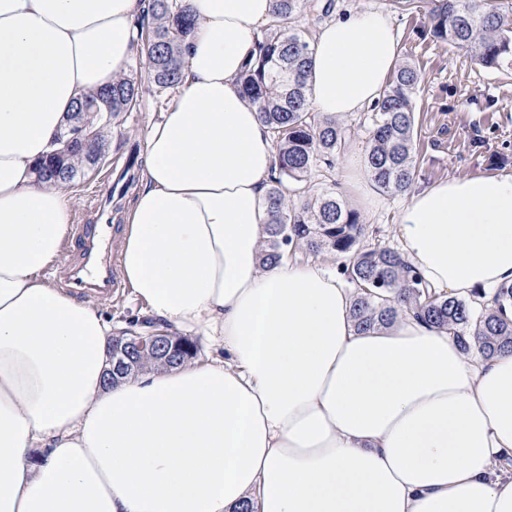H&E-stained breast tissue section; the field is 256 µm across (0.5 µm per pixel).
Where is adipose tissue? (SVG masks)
<instances>
[{
  "label": "adipose tissue",
  "instance_id": "ef3b65f1",
  "mask_svg": "<svg viewBox=\"0 0 512 512\" xmlns=\"http://www.w3.org/2000/svg\"><path fill=\"white\" fill-rule=\"evenodd\" d=\"M148 0H0V512H512V352L463 354L412 314L358 330L321 265L261 266L276 152L240 75L275 0H186L182 81L146 136L122 277L222 358L105 386L97 302L44 279L72 205L36 166L74 103L124 74ZM313 111L383 93L388 16L323 24ZM402 253L435 288L512 283V174L408 192Z\"/></svg>",
  "mask_w": 512,
  "mask_h": 512
}]
</instances>
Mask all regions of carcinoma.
<instances>
[{"label": "carcinoma", "instance_id": "obj_1", "mask_svg": "<svg viewBox=\"0 0 512 512\" xmlns=\"http://www.w3.org/2000/svg\"><path fill=\"white\" fill-rule=\"evenodd\" d=\"M430 4L427 23L434 40L470 53L490 71L512 66V14L483 0H430ZM304 8L305 0H276L273 16L261 29L241 76L243 93L257 105L276 145L263 263L277 262L287 252L293 257L323 251L338 254L344 258L340 272L358 288L352 316L360 329L391 323L409 312L448 330L466 352L475 345L489 358L512 350V284L495 290L493 307L479 310L462 297L433 291L399 251L363 244L365 224L360 213L333 188L297 202L285 195L288 184L305 183L318 162L341 150L347 138V129L313 112L307 102L310 41L294 25ZM147 16L154 21L152 33L136 47L147 68V81L123 75L77 101L61 138L93 132L102 151L101 130L120 113L133 110L152 89L160 92L179 85L180 49L193 32L190 15L178 0H149ZM420 82L415 67L402 65L371 108L367 167L375 184L393 194L406 192L415 180L414 99ZM87 166L84 152L72 147L50 156L37 173L41 179L68 183Z\"/></svg>", "mask_w": 512, "mask_h": 512}]
</instances>
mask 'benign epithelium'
Here are the masks:
<instances>
[{
	"label": "benign epithelium",
	"mask_w": 512,
	"mask_h": 512,
	"mask_svg": "<svg viewBox=\"0 0 512 512\" xmlns=\"http://www.w3.org/2000/svg\"><path fill=\"white\" fill-rule=\"evenodd\" d=\"M191 347L189 340L166 330L141 332L127 329L112 342L113 369L107 383H112L117 376L127 378L137 373L140 358L145 356L152 357L164 366H173Z\"/></svg>",
	"instance_id": "7a95c632"
}]
</instances>
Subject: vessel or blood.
I'll return each mask as SVG.
<instances>
[{"instance_id":"vessel-or-blood-1","label":"vessel or blood","mask_w":512,"mask_h":512,"mask_svg":"<svg viewBox=\"0 0 512 512\" xmlns=\"http://www.w3.org/2000/svg\"><path fill=\"white\" fill-rule=\"evenodd\" d=\"M114 225L89 223L76 225L73 243L78 261L68 265L64 281L74 293L110 296L119 281L112 270V235Z\"/></svg>"}]
</instances>
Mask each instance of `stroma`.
Instances as JSON below:
<instances>
[{
  "label": "stroma",
  "mask_w": 512,
  "mask_h": 512,
  "mask_svg": "<svg viewBox=\"0 0 512 512\" xmlns=\"http://www.w3.org/2000/svg\"><path fill=\"white\" fill-rule=\"evenodd\" d=\"M381 10L392 22L399 38L400 62L416 65L421 90L415 100L418 137L415 163L416 184H428L451 176L512 173V70L489 71L453 45L433 41L424 15L398 9L392 0H336L335 15ZM165 106L151 94H144L137 107L121 113L105 133L102 162L86 169L67 191L73 197L72 221L86 219L91 203L105 193L106 176L122 163L131 144L146 141L150 125L158 121ZM353 137L333 159L330 176L314 172L309 184L313 191L332 185L344 192L343 166L352 158H364L370 124L366 113L343 120ZM382 205L361 210L370 244L399 248L395 232L403 194L386 193ZM104 312L113 323L125 328H143L151 315L135 300L130 288L102 298Z\"/></svg>",
  "instance_id": "obj_1"
}]
</instances>
